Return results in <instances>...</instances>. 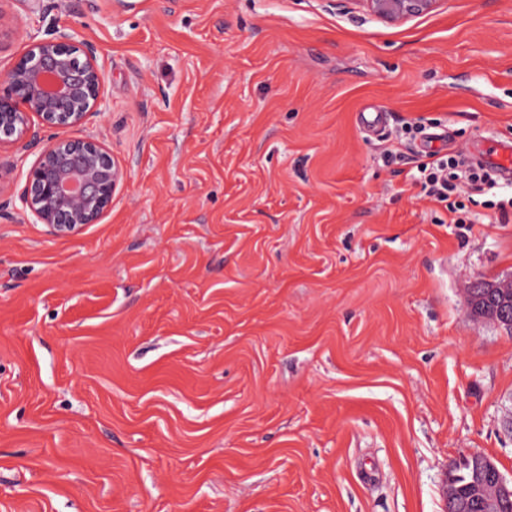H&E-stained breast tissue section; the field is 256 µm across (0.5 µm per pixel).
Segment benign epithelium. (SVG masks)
<instances>
[{"instance_id":"7a95c632","label":"benign epithelium","mask_w":512,"mask_h":512,"mask_svg":"<svg viewBox=\"0 0 512 512\" xmlns=\"http://www.w3.org/2000/svg\"><path fill=\"white\" fill-rule=\"evenodd\" d=\"M359 2L380 19L400 22L430 13L446 0ZM102 112L97 49L90 42L74 41L68 32L30 39L24 54L0 75V144L40 148L16 199L20 210L53 236L73 235L98 223L112 202L120 171L111 151L92 138L68 135ZM43 129L53 131L47 144ZM471 458L479 472L471 480V495L485 512H497L512 498V487L487 456L474 453Z\"/></svg>"}]
</instances>
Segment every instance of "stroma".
I'll return each instance as SVG.
<instances>
[{
    "label": "stroma",
    "mask_w": 512,
    "mask_h": 512,
    "mask_svg": "<svg viewBox=\"0 0 512 512\" xmlns=\"http://www.w3.org/2000/svg\"><path fill=\"white\" fill-rule=\"evenodd\" d=\"M97 48L82 135L121 178L56 237L0 148V512H444L473 453L512 481V222L450 221L402 120L512 141V0L398 24L356 0H0ZM386 114L367 135V107ZM485 282L486 288H483V281L474 282L470 288V293L482 297L486 305H488L493 311L507 312L512 316V282ZM488 288L494 289L498 293L501 300L505 304L509 305L500 304L496 295L490 292Z\"/></svg>",
    "instance_id": "35a3bbf8"
}]
</instances>
